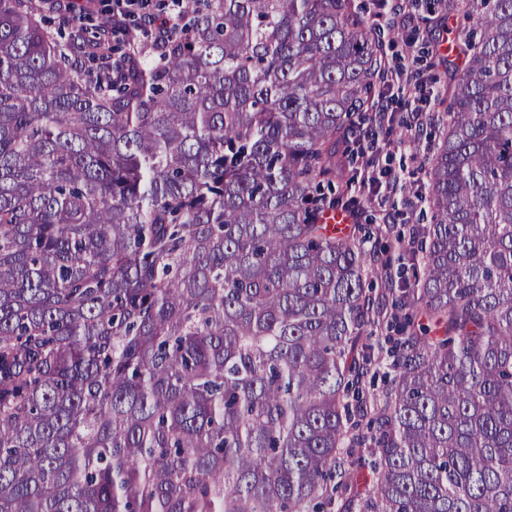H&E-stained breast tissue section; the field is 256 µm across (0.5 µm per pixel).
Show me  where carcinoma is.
I'll return each instance as SVG.
<instances>
[{"label": "carcinoma", "mask_w": 512, "mask_h": 512, "mask_svg": "<svg viewBox=\"0 0 512 512\" xmlns=\"http://www.w3.org/2000/svg\"><path fill=\"white\" fill-rule=\"evenodd\" d=\"M438 7L404 288L319 222L386 71L359 0H190L120 82L0 0V512H512V0ZM429 6H432V5L429 4V1L426 2L425 0H419V3L417 4V14L421 18L426 20L427 30H428L429 24L431 23L430 28H433V30H436L437 34H438V30H440L442 32L440 39L442 38V36L444 39H446L447 37H451L453 39V37L455 35L456 27L463 26V24H464V20H463L462 16L458 15V14L450 15V16H446L444 19H442L441 23H444L447 26V32H445V31H443V27L439 26V23H438L437 28L434 27L435 23L433 21H435V19L440 16H438L437 13H435V14L431 13V8Z\"/></svg>", "instance_id": "1"}]
</instances>
